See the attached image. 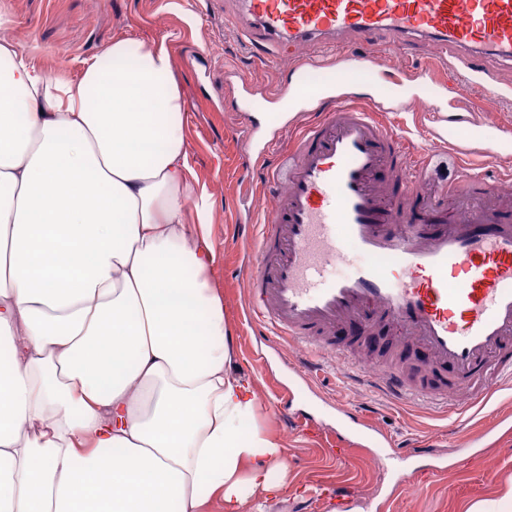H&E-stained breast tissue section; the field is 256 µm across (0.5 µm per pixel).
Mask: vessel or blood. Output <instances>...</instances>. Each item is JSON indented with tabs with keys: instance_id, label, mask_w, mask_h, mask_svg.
Masks as SVG:
<instances>
[{
	"instance_id": "1",
	"label": "vessel or blood",
	"mask_w": 512,
	"mask_h": 512,
	"mask_svg": "<svg viewBox=\"0 0 512 512\" xmlns=\"http://www.w3.org/2000/svg\"><path fill=\"white\" fill-rule=\"evenodd\" d=\"M226 3L236 8L241 35L280 46L292 60L287 88L251 101L260 112L288 113L293 138L281 153L269 141L244 158L264 173L253 196L266 204L257 249L241 267L249 284L244 322L301 343L295 369L305 380L334 353L357 369L334 339L339 322L364 336L391 328L395 346L421 345L453 370L457 388L485 401L512 378V175L491 182L469 163L511 158L512 124L476 114L483 135L467 143L450 125L422 126L419 135L442 150L421 153L383 124L380 104L348 92L336 68L355 43L403 57L420 40L432 49L425 69L432 96L449 93L452 107L470 88L496 99L493 74L476 60L512 59V0ZM321 67L334 73L314 82ZM307 110L320 111L319 120L306 121ZM370 384L394 400L458 410L447 391L391 367ZM344 415L340 442L369 435L358 411ZM400 453L429 457L433 444L413 437Z\"/></svg>"
}]
</instances>
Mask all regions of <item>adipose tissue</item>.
Listing matches in <instances>:
<instances>
[{"mask_svg": "<svg viewBox=\"0 0 512 512\" xmlns=\"http://www.w3.org/2000/svg\"><path fill=\"white\" fill-rule=\"evenodd\" d=\"M8 22L0 0V512L279 496L281 446L255 424L211 284L168 48L119 39L53 78Z\"/></svg>", "mask_w": 512, "mask_h": 512, "instance_id": "1", "label": "adipose tissue"}]
</instances>
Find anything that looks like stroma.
I'll return each instance as SVG.
<instances>
[{
  "label": "stroma",
  "instance_id": "stroma-1",
  "mask_svg": "<svg viewBox=\"0 0 512 512\" xmlns=\"http://www.w3.org/2000/svg\"><path fill=\"white\" fill-rule=\"evenodd\" d=\"M10 33L20 52L50 74L78 79L86 61L101 56L118 39L162 42L169 49L182 94V117L190 165L211 196L209 221L217 251L211 277L224 294V322L236 348L234 371L251 379L258 399L257 421L283 448L288 491L263 501V512H337L318 502L314 489L323 481L341 482L354 493L350 512H370L399 472L414 469L389 448L370 441L347 447L344 464L328 450L343 417L338 405L366 413L388 438L399 441L426 435L461 447L449 431L443 409L422 402H398L357 380L352 372L326 358L314 386L289 369L300 345L263 339L246 331L241 307L247 282L240 271L243 247L240 223H254L256 201L250 190L261 174L243 167L246 139L269 134L265 113L248 117L242 103L225 98L224 76L248 77L261 92L275 90L291 64L276 47L255 53L225 19L216 0H8ZM291 396L293 411L314 420V429H290L273 406L275 397ZM512 489V451L501 448L462 462L440 477L402 488L389 512H469L477 503L502 499Z\"/></svg>",
  "mask_w": 512,
  "mask_h": 512
}]
</instances>
